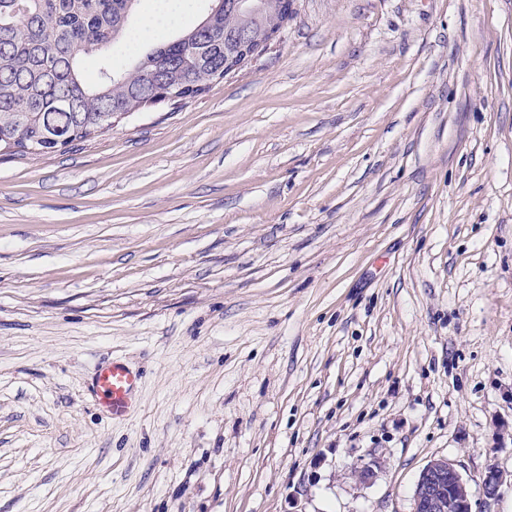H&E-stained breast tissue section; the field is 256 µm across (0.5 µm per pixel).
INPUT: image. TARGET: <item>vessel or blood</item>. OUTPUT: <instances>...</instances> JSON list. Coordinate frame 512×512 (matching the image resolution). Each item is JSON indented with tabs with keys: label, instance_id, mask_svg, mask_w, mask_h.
Listing matches in <instances>:
<instances>
[{
	"label": "vessel or blood",
	"instance_id": "b4317fda",
	"mask_svg": "<svg viewBox=\"0 0 512 512\" xmlns=\"http://www.w3.org/2000/svg\"><path fill=\"white\" fill-rule=\"evenodd\" d=\"M139 375L128 364L115 360L99 367L92 378L91 393L109 418H126L135 407Z\"/></svg>",
	"mask_w": 512,
	"mask_h": 512
}]
</instances>
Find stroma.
Listing matches in <instances>:
<instances>
[{
    "label": "stroma",
    "instance_id": "1",
    "mask_svg": "<svg viewBox=\"0 0 512 512\" xmlns=\"http://www.w3.org/2000/svg\"><path fill=\"white\" fill-rule=\"evenodd\" d=\"M293 9L197 97L0 152V512H410L438 458L512 512V0ZM138 385L139 374L136 371L124 362L112 360L95 371L91 393L107 417L124 419L135 407ZM504 474L495 466H488L481 476V485L486 502L495 501L499 495V488L504 482Z\"/></svg>",
    "mask_w": 512,
    "mask_h": 512
}]
</instances>
